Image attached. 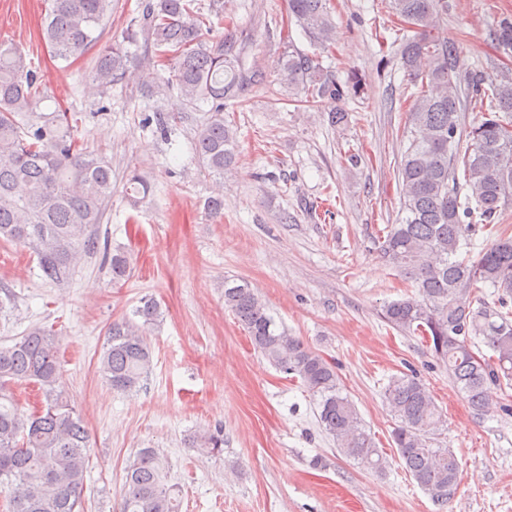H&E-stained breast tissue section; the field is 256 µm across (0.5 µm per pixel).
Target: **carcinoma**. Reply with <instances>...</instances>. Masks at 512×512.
<instances>
[{
	"label": "carcinoma",
	"mask_w": 512,
	"mask_h": 512,
	"mask_svg": "<svg viewBox=\"0 0 512 512\" xmlns=\"http://www.w3.org/2000/svg\"><path fill=\"white\" fill-rule=\"evenodd\" d=\"M41 33L54 57L67 61L98 42L96 31L112 14V0H48ZM195 0H145L142 17L130 23L125 42L145 46L137 56L118 45L102 49L85 80L90 96L104 95L136 70L154 74L162 62L169 77L152 82L153 94L176 89L190 104L210 105L197 128L194 150L204 171L224 177L237 163L236 133L224 104L239 99L255 80L238 69L235 42L212 43ZM331 0H288V16L320 50L335 34ZM439 0H390L401 25L414 35L396 39L403 68L415 88L409 123L418 131L398 166L404 216L376 238L378 256L416 283L412 296L382 310L393 328L420 336L478 414L491 406V392L512 384V240L499 239L477 259H458L478 234L495 227L512 207V77L488 79L463 71L461 49L432 35ZM288 100L340 99L341 86L324 75L319 61L292 51L278 62ZM42 79L16 45L0 41V241L33 250L42 279L69 282L84 257L100 250L98 229L112 197V166L80 148L75 112H38ZM490 97L488 111L465 122L467 104ZM475 201L479 221L462 216ZM112 279L127 276L122 252H104ZM487 288L499 290L490 301ZM224 307L247 331L253 347L276 369L300 379L318 397V422L338 450L362 466L383 470L385 459L357 409L342 395L335 365L298 337L278 330L265 301L245 280L224 281ZM161 317L159 303L144 298L133 317L114 321L100 358L111 389L128 391L152 368L144 328ZM488 348L487 356L482 348ZM38 387L39 405L28 413L16 394ZM394 416L391 433L401 463L436 505L458 490L460 465L447 448L432 447L446 423L426 384L415 374L392 378L384 392ZM195 447L215 455L223 440L203 432ZM89 435L62 381L58 339L32 326L12 345L0 347V492L7 512H84L82 492ZM176 488L153 448L141 449L126 473L120 512H179Z\"/></svg>",
	"instance_id": "1"
}]
</instances>
